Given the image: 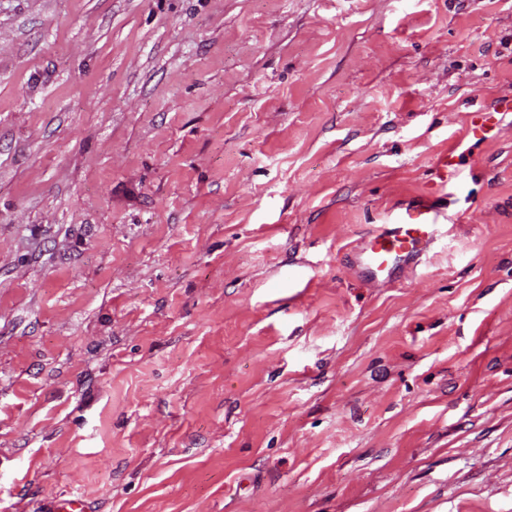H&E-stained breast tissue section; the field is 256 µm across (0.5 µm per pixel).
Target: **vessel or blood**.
<instances>
[{
	"mask_svg": "<svg viewBox=\"0 0 512 512\" xmlns=\"http://www.w3.org/2000/svg\"><path fill=\"white\" fill-rule=\"evenodd\" d=\"M504 112H512V96L501 97L492 108L472 113L469 125L473 136L486 138L497 125L498 114ZM435 173L444 186L458 177L459 162L454 150L438 155ZM447 220L443 207L427 201L387 210L382 224L368 232L353 252L356 276L373 283L417 267L438 240L448 235Z\"/></svg>",
	"mask_w": 512,
	"mask_h": 512,
	"instance_id": "1",
	"label": "vessel or blood"
}]
</instances>
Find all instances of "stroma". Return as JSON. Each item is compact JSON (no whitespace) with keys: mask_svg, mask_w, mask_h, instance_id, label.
I'll use <instances>...</instances> for the list:
<instances>
[{"mask_svg":"<svg viewBox=\"0 0 512 512\" xmlns=\"http://www.w3.org/2000/svg\"><path fill=\"white\" fill-rule=\"evenodd\" d=\"M511 94L512 0H0V512H512ZM503 112H512V96L501 97L492 108L472 113L469 125L473 136L478 139L487 138L498 124L497 115ZM458 155L452 148L441 152L435 161V173L442 187L447 186L459 176ZM448 213L423 201L387 210L383 224L368 232L354 249L352 266L362 281L389 280L416 268L441 238L448 236Z\"/></svg>","mask_w":512,"mask_h":512,"instance_id":"stroma-1","label":"stroma"}]
</instances>
